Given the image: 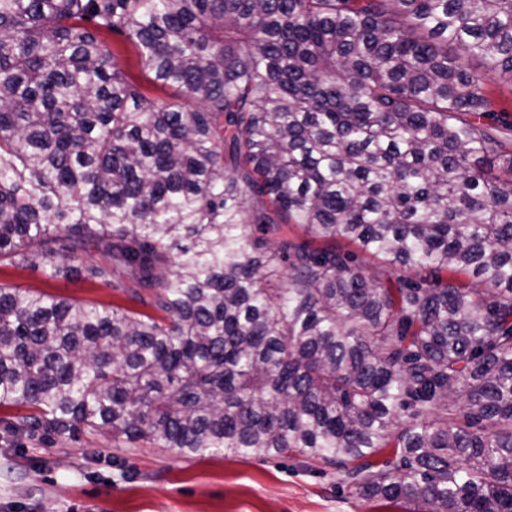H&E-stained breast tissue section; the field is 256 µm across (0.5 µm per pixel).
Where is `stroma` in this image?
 Here are the masks:
<instances>
[{
  "instance_id": "stroma-1",
  "label": "stroma",
  "mask_w": 512,
  "mask_h": 512,
  "mask_svg": "<svg viewBox=\"0 0 512 512\" xmlns=\"http://www.w3.org/2000/svg\"><path fill=\"white\" fill-rule=\"evenodd\" d=\"M123 70L148 96L184 102L181 90L154 83L142 71L135 47L116 33L104 34ZM107 256L95 243L78 250L75 275L51 277L46 262L0 266V287L22 288L79 303L129 306L126 292L89 279L88 267ZM15 409L0 408V512H413L357 496L341 486L335 470L298 451L266 458L208 454L128 443L98 433L77 439L22 436L8 426Z\"/></svg>"
}]
</instances>
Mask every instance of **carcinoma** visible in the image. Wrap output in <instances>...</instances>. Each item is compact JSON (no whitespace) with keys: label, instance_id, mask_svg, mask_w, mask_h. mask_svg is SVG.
<instances>
[{"label":"carcinoma","instance_id":"obj_1","mask_svg":"<svg viewBox=\"0 0 512 512\" xmlns=\"http://www.w3.org/2000/svg\"><path fill=\"white\" fill-rule=\"evenodd\" d=\"M105 32L187 102L142 93ZM491 83L512 87V0H0V265L66 275L93 237L87 277L163 313L0 287L11 432L298 450L367 499L512 512ZM283 223L304 238L253 239ZM338 238L412 276L314 246Z\"/></svg>","mask_w":512,"mask_h":512}]
</instances>
